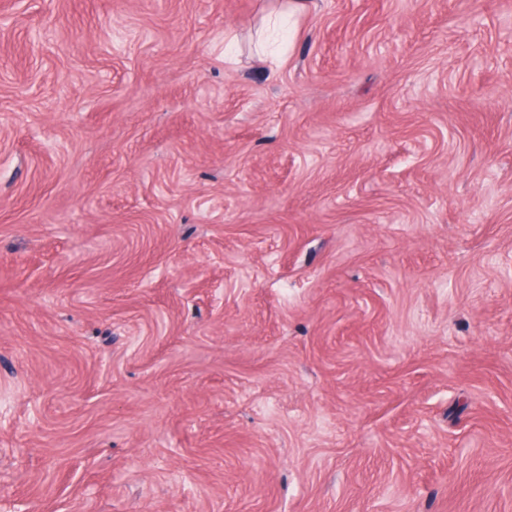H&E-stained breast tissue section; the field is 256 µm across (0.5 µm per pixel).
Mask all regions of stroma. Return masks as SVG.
<instances>
[{
    "instance_id": "1",
    "label": "stroma",
    "mask_w": 512,
    "mask_h": 512,
    "mask_svg": "<svg viewBox=\"0 0 512 512\" xmlns=\"http://www.w3.org/2000/svg\"><path fill=\"white\" fill-rule=\"evenodd\" d=\"M0 0V512H512V0Z\"/></svg>"
}]
</instances>
